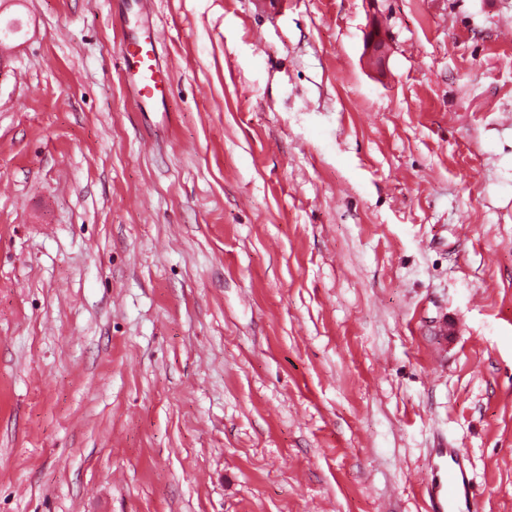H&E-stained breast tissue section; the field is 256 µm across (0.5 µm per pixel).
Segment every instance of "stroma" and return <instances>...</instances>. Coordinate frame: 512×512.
Returning a JSON list of instances; mask_svg holds the SVG:
<instances>
[{"label": "stroma", "instance_id": "obj_1", "mask_svg": "<svg viewBox=\"0 0 512 512\" xmlns=\"http://www.w3.org/2000/svg\"><path fill=\"white\" fill-rule=\"evenodd\" d=\"M8 12L0 512H512V0ZM154 47H152L151 55L149 51L143 52L125 50L123 55V64L125 71L133 72L137 79L130 85L135 92L136 102L152 99L153 91L156 88L154 73L159 71V57L156 54L157 44H161L162 34L158 29L154 30ZM433 480L424 485L425 512H480L468 460L457 448L432 450Z\"/></svg>", "mask_w": 512, "mask_h": 512}]
</instances>
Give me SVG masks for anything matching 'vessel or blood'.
<instances>
[{
	"mask_svg": "<svg viewBox=\"0 0 512 512\" xmlns=\"http://www.w3.org/2000/svg\"><path fill=\"white\" fill-rule=\"evenodd\" d=\"M123 64L135 76L132 87L136 100L152 98L158 55L128 51L123 55ZM432 472L433 479L425 486L424 512H481V504L473 493L468 460L459 449H433Z\"/></svg>",
	"mask_w": 512,
	"mask_h": 512,
	"instance_id": "b4317fda",
	"label": "vessel or blood"
}]
</instances>
